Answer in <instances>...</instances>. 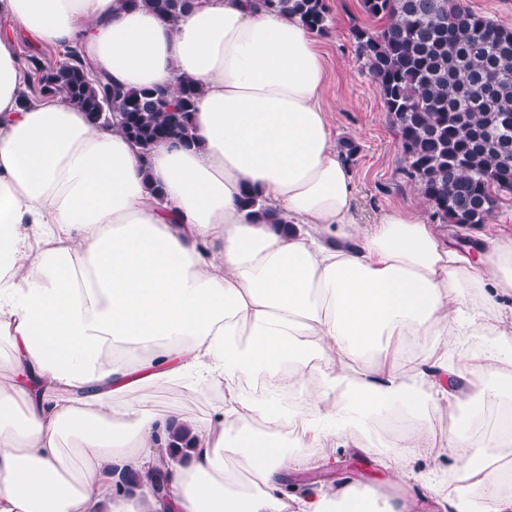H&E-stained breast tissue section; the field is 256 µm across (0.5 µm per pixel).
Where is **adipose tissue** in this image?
<instances>
[{
	"label": "adipose tissue",
	"instance_id": "1",
	"mask_svg": "<svg viewBox=\"0 0 512 512\" xmlns=\"http://www.w3.org/2000/svg\"><path fill=\"white\" fill-rule=\"evenodd\" d=\"M0 17V512H164L112 471L153 468L183 423L177 512H512V411L476 424L512 396V239L463 250L401 208L356 222L315 34L259 0L171 23L123 0ZM18 33L128 88L201 82L196 145L140 153L60 95L19 107ZM250 190L285 227L248 216ZM470 336L488 342L452 361ZM163 386L213 408L158 412ZM341 446L380 477L291 483L336 471Z\"/></svg>",
	"mask_w": 512,
	"mask_h": 512
}]
</instances>
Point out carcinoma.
I'll use <instances>...</instances> for the list:
<instances>
[{"label": "carcinoma", "mask_w": 512, "mask_h": 512, "mask_svg": "<svg viewBox=\"0 0 512 512\" xmlns=\"http://www.w3.org/2000/svg\"><path fill=\"white\" fill-rule=\"evenodd\" d=\"M145 3L164 21L189 11L193 0ZM380 26H355L351 36L376 84L397 138L404 172L446 224H485L499 199L512 195V28L471 11L463 0H361ZM317 34L330 29L326 0H261ZM32 85L23 102L62 94L94 120L119 128L144 154L176 140L196 145L192 115L199 83L176 78L174 88L127 89L112 83L76 47L50 67L25 55ZM242 206L281 224L256 191Z\"/></svg>", "instance_id": "1"}]
</instances>
